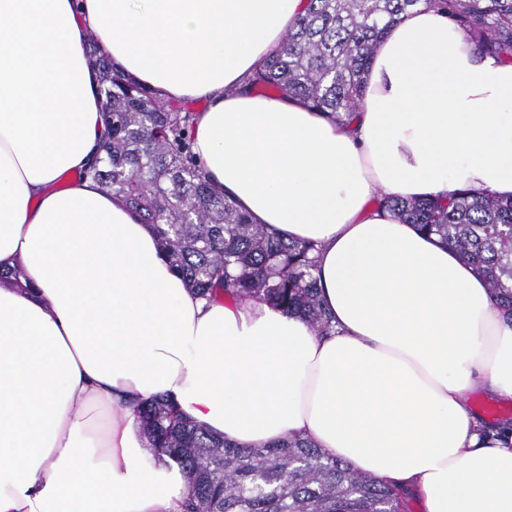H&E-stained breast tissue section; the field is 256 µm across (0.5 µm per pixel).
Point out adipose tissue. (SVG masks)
Listing matches in <instances>:
<instances>
[{"mask_svg":"<svg viewBox=\"0 0 512 512\" xmlns=\"http://www.w3.org/2000/svg\"><path fill=\"white\" fill-rule=\"evenodd\" d=\"M306 7L0 0V512H181L187 476L149 462L127 409L157 395L240 448L312 439L424 512H512V431L468 402L512 399V317L453 248L369 205L512 196V64L415 9L345 126L247 85ZM91 34L166 98H207L200 165L255 223L317 243L333 333L201 299L121 197L57 189L102 142Z\"/></svg>","mask_w":512,"mask_h":512,"instance_id":"ef3b65f1","label":"adipose tissue"}]
</instances>
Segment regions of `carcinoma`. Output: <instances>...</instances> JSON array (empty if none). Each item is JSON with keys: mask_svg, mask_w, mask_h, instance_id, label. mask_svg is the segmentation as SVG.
<instances>
[{"mask_svg": "<svg viewBox=\"0 0 512 512\" xmlns=\"http://www.w3.org/2000/svg\"><path fill=\"white\" fill-rule=\"evenodd\" d=\"M445 10L478 49L512 63V0H308L279 49L251 79L264 95L297 97L339 122L362 107L378 40L407 12ZM106 125L103 156L79 178L119 195L150 225L174 271L201 298L265 302L332 331L317 280V245L276 237L216 192L192 149L190 110L124 73L90 42ZM378 207L438 236L489 282L512 310V199L464 190ZM148 451L189 477L183 512H411L394 486L350 470L311 440L238 448L180 414L170 399L135 406Z\"/></svg>", "mask_w": 512, "mask_h": 512, "instance_id": "carcinoma-1", "label": "carcinoma"}]
</instances>
